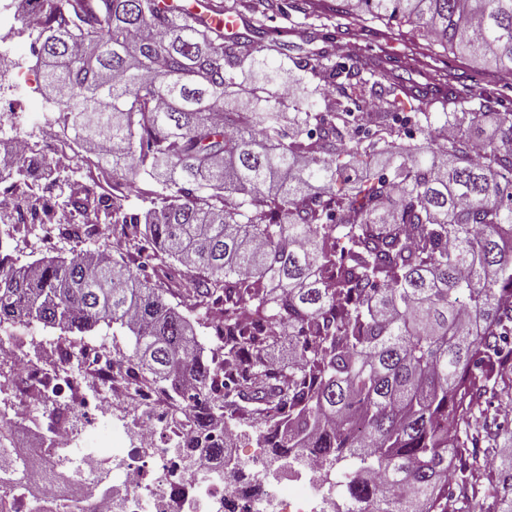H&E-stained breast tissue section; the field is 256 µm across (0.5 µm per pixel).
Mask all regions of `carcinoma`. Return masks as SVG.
<instances>
[{"label":"carcinoma","instance_id":"carcinoma-1","mask_svg":"<svg viewBox=\"0 0 512 512\" xmlns=\"http://www.w3.org/2000/svg\"><path fill=\"white\" fill-rule=\"evenodd\" d=\"M37 63L56 96L64 145L96 154L112 190L70 189L46 204L20 190L15 208L40 224L5 235L107 234L125 258L0 255V328L37 322L62 333L118 325L131 353L112 355L141 388L161 384L172 409L194 408L200 443L225 416L265 426L258 445L278 459L312 448L368 512H448L451 459L474 440L489 392L512 394V112L467 75L426 82L378 57L341 67L332 43L292 54L260 23L234 37L159 0H40ZM336 13L407 25L430 48L478 71L512 73V0H342ZM241 0H211L241 18ZM294 73L295 92L275 90ZM378 100L374 131L355 138L348 115ZM417 116L421 145L402 153L385 106ZM452 126L456 137L439 146ZM484 144L483 156L470 145ZM19 183L38 163L13 160ZM365 171L359 182L346 171ZM127 173L150 207L132 211ZM203 314L218 346L203 357L193 326L167 297ZM288 335V368L267 353ZM27 422L0 417V448ZM500 454L482 512H512V434L487 433ZM1 486L31 493L39 448L10 449Z\"/></svg>","mask_w":512,"mask_h":512}]
</instances>
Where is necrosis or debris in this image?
<instances>
[{
	"mask_svg": "<svg viewBox=\"0 0 512 512\" xmlns=\"http://www.w3.org/2000/svg\"><path fill=\"white\" fill-rule=\"evenodd\" d=\"M24 337L0 346V359L17 373L13 383L0 385V411L12 409L15 397L26 405L44 406L61 391L60 375L31 370L20 353ZM170 392L143 389L129 398L136 415L127 448L104 459L85 447L69 419L71 409H93L78 389H71L56 414L44 452L67 480L89 490L84 512H334L333 496L315 498L324 484L325 463L302 456L299 462L269 467L262 450H254L247 467H222L208 461L201 449L190 447L194 416L186 414L180 429H172L158 410L171 401ZM182 445L173 451L172 442Z\"/></svg>",
	"mask_w": 512,
	"mask_h": 512,
	"instance_id": "4bbe7bcc",
	"label": "necrosis or debris"
}]
</instances>
